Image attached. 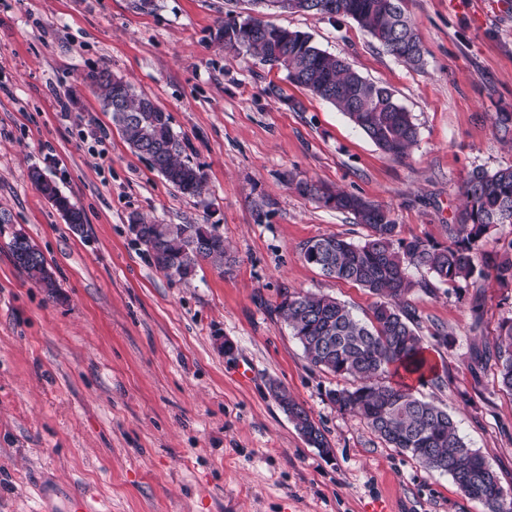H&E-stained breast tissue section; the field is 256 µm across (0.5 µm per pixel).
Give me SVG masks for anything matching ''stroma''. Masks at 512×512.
Segmentation results:
<instances>
[{"mask_svg":"<svg viewBox=\"0 0 512 512\" xmlns=\"http://www.w3.org/2000/svg\"><path fill=\"white\" fill-rule=\"evenodd\" d=\"M424 63L396 60L351 19L266 14L309 34L412 113L418 142L395 160L333 105L211 39L226 0H0V512H485L445 474L387 447L330 390L275 311L283 290L336 298L358 317L376 298L303 258L310 239L363 242L353 217L300 196L313 178L387 209L403 239L447 242L474 168L512 165L492 118L512 112V0H406ZM108 68L172 117L207 190L183 196L135 154L83 77ZM38 167L81 207L71 230L29 180ZM266 215L256 219L258 203ZM213 224L224 270L167 277L132 217ZM25 233L57 285L49 298L10 256ZM482 294V320L472 302ZM409 301L435 373L419 397L512 490V396L478 364L512 288L474 278ZM448 336L436 344L434 330ZM285 386L324 432L323 456L273 399Z\"/></svg>","mask_w":512,"mask_h":512,"instance_id":"stroma-1","label":"stroma"}]
</instances>
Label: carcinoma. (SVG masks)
<instances>
[{"label": "carcinoma", "instance_id": "1", "mask_svg": "<svg viewBox=\"0 0 512 512\" xmlns=\"http://www.w3.org/2000/svg\"><path fill=\"white\" fill-rule=\"evenodd\" d=\"M300 4L302 13L350 18L396 59L413 66L423 63L422 44L405 14L404 0H300ZM214 40L226 52L250 55L282 70L291 83L343 112L385 154L404 158L416 145L417 126L394 92L364 78L345 59L320 49L310 35L230 11ZM84 81L97 90L103 110L112 112L130 147L154 157L155 171L167 183L184 196L203 194L206 174L200 165L182 157L184 146L169 113L106 68L87 72ZM492 127L499 138L511 141L512 113H495ZM29 177L57 212L71 216V228H83V210L54 182L37 167L29 170ZM294 189L352 215L355 223L369 230L362 243L323 235L303 247L305 261L324 276L355 283L377 298L369 317L361 319L337 299L309 292L286 290L277 306L313 367L356 381L351 389L330 391V401L358 416L388 446L410 454L424 469L450 476L487 512H512V493L504 490L480 452L466 444L453 418L417 397L412 385L404 382L412 377L423 382L432 371L408 300L414 288L429 291L432 284L413 281L409 267L425 269L440 284L455 285L477 275L493 279L501 288L512 287V239L493 237L498 227L512 224V166L476 167L470 172L460 188L463 205L448 225L446 244L400 238L390 213L355 193L332 190L311 179L294 182ZM136 222L145 229L141 246L155 268L170 278L187 280L203 262L222 270L228 261L224 236L214 225L149 224L140 218ZM27 245L31 255L17 267L49 295H56V281L42 252L30 241ZM480 361L494 362L499 387L512 394V317L502 320L494 350L483 353ZM398 374L402 381H388ZM279 398L289 419L310 428L309 443L328 447L320 428L287 389H281Z\"/></svg>", "mask_w": 512, "mask_h": 512}]
</instances>
